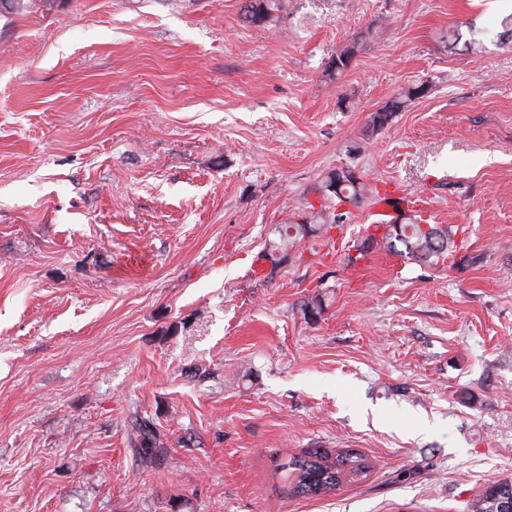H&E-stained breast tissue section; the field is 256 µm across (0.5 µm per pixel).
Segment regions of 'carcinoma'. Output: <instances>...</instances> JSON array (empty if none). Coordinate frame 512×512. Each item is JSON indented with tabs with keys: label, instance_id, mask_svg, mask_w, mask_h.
Segmentation results:
<instances>
[{
	"label": "carcinoma",
	"instance_id": "1",
	"mask_svg": "<svg viewBox=\"0 0 512 512\" xmlns=\"http://www.w3.org/2000/svg\"><path fill=\"white\" fill-rule=\"evenodd\" d=\"M275 7V0H245L243 11L245 18L255 22H265ZM427 87L423 84L409 88L400 93L395 100L374 113L372 123L375 127L387 124L393 114L411 99L423 95ZM341 179L339 171H334L317 185L315 192L323 199L333 197L336 203H356L366 195L380 196L373 186L364 184L360 178L346 179V185L336 188V181ZM330 213L327 206L320 205L319 210L310 211L309 216L301 221L290 224L281 229L279 240L270 244L268 251L288 252L304 239L317 232L330 231L335 224L328 223ZM422 219L414 218L408 222L386 225L387 232L382 241L368 236V241L362 244L360 252L369 250V247L382 244L400 256L421 264H436L446 256L449 247L453 244L454 233L441 224H430L428 230L421 227ZM285 477L294 484V491L299 493H323L336 488L344 477L358 478L364 475L365 466L361 457L354 451L343 450L331 457L319 448H312L300 457H294L284 465ZM511 494V482H498L488 485L475 499V512H493L495 494Z\"/></svg>",
	"mask_w": 512,
	"mask_h": 512
}]
</instances>
